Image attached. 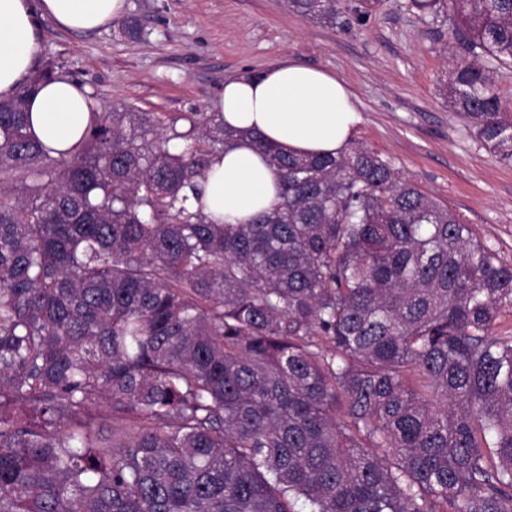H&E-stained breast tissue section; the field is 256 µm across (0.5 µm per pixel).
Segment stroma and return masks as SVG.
Instances as JSON below:
<instances>
[{
    "label": "stroma",
    "mask_w": 512,
    "mask_h": 512,
    "mask_svg": "<svg viewBox=\"0 0 512 512\" xmlns=\"http://www.w3.org/2000/svg\"><path fill=\"white\" fill-rule=\"evenodd\" d=\"M341 0L336 26L310 21L279 0H126L146 35L119 22L85 33L39 20L36 65L87 86L97 111L209 112L227 78L284 60L334 73L352 91L361 121L352 140L390 160L500 262L512 264V164L498 161L448 106L440 83L448 23L412 0H379L366 22Z\"/></svg>",
    "instance_id": "35a3bbf8"
}]
</instances>
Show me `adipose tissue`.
<instances>
[{
    "label": "adipose tissue",
    "mask_w": 512,
    "mask_h": 512,
    "mask_svg": "<svg viewBox=\"0 0 512 512\" xmlns=\"http://www.w3.org/2000/svg\"><path fill=\"white\" fill-rule=\"evenodd\" d=\"M124 7L125 0H0V99L16 96L35 67L37 14L84 32L108 25ZM216 109L226 128L242 134L202 183L204 211L220 224L248 223L278 200V179L250 132L292 153L333 154L361 121L344 81L296 62L229 78ZM27 110L32 134L57 156L80 143L95 104L87 87L58 77L43 84Z\"/></svg>",
    "instance_id": "obj_1"
}]
</instances>
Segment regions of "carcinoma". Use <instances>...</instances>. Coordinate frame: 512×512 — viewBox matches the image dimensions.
<instances>
[{"label":"carcinoma","instance_id":"1","mask_svg":"<svg viewBox=\"0 0 512 512\" xmlns=\"http://www.w3.org/2000/svg\"><path fill=\"white\" fill-rule=\"evenodd\" d=\"M413 3L512 164V0ZM54 76L0 102V512H512V266L469 225L359 145L262 141L278 203L216 224L220 113L94 112L55 157L26 112Z\"/></svg>","mask_w":512,"mask_h":512}]
</instances>
